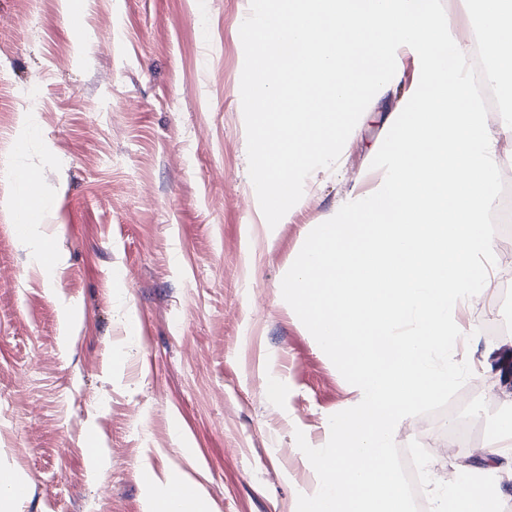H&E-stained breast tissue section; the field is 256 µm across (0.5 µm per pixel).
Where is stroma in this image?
<instances>
[{
  "label": "stroma",
  "instance_id": "stroma-1",
  "mask_svg": "<svg viewBox=\"0 0 512 512\" xmlns=\"http://www.w3.org/2000/svg\"><path fill=\"white\" fill-rule=\"evenodd\" d=\"M249 11L0 0V467L28 489L14 512H144L146 486L172 477L201 489L207 512H296L318 483L296 431L323 446L330 416L358 401L281 281L308 225L333 217L355 180L379 179L373 151L411 77L376 93L335 168L312 172L291 222L267 235L240 96ZM24 167L44 201L28 235L12 208ZM494 250L491 287L462 312L477 333L453 351L472 377L394 439L419 441L435 480L494 477L512 512V470L448 444L459 418L489 444L512 413L490 364L512 348V234Z\"/></svg>",
  "mask_w": 512,
  "mask_h": 512
}]
</instances>
